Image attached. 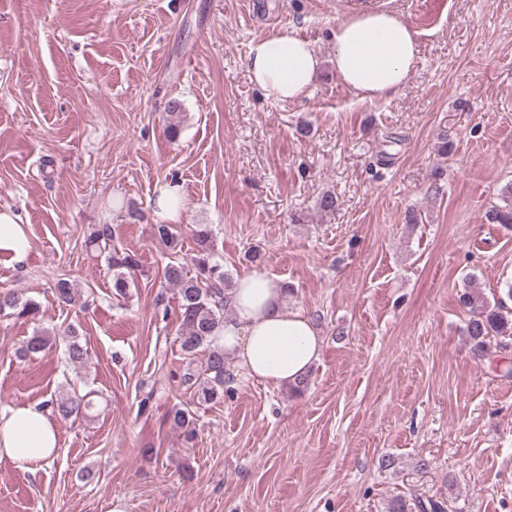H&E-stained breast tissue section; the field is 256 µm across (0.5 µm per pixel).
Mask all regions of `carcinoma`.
Returning a JSON list of instances; mask_svg holds the SVG:
<instances>
[{
  "instance_id": "carcinoma-1",
  "label": "carcinoma",
  "mask_w": 512,
  "mask_h": 512,
  "mask_svg": "<svg viewBox=\"0 0 512 512\" xmlns=\"http://www.w3.org/2000/svg\"><path fill=\"white\" fill-rule=\"evenodd\" d=\"M488 217L494 224L512 227V188L505 194L504 204L493 206ZM153 237L172 251L176 250L179 242L178 231L171 224L153 225ZM194 238L196 252L190 261L171 260L165 265L163 273L166 283L176 288L178 294L180 350L191 360L196 358L198 352H207L200 367H189L180 375L181 384L190 390L189 402L173 407L169 413L173 424L183 430L188 443L196 437V410L232 395V389L226 382L224 349L213 345L211 337L214 330L224 323V312L230 308V290L234 283L224 271V266L214 260L209 226L197 225ZM87 243L106 253L116 296L126 297L140 267L137 255L112 244V230L107 224L95 226L87 237ZM54 294L60 304L68 306L74 303L73 289L65 279L56 282ZM459 302L467 313L462 334L466 336L475 357L484 359L492 353V347L504 349L509 346L506 339H512V310H507L504 301L489 306L480 289L471 282L459 295ZM39 309V304L32 299L11 291L0 292V316L33 319ZM66 337L68 359L74 364L82 363L85 349L78 341L75 327L67 329ZM50 346L51 334L39 329L27 338L18 354L27 357ZM46 406L62 420H76L88 415L92 402L72 390L51 399ZM448 502V498L438 500L424 499L415 494L397 495L388 501L386 512H448Z\"/></svg>"
}]
</instances>
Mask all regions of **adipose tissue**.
I'll return each mask as SVG.
<instances>
[{
  "instance_id": "adipose-tissue-1",
  "label": "adipose tissue",
  "mask_w": 512,
  "mask_h": 512,
  "mask_svg": "<svg viewBox=\"0 0 512 512\" xmlns=\"http://www.w3.org/2000/svg\"><path fill=\"white\" fill-rule=\"evenodd\" d=\"M417 31L385 7H364L340 21L333 34L331 63L341 83L363 100L387 99L406 84L419 59ZM322 60L291 28L251 43L247 66L252 81L279 103L305 97ZM27 228L11 210H0V254L23 264L29 254ZM234 315L216 330L235 381L280 388L305 375L319 360L322 342L301 312L290 310L281 282L264 270L239 277L231 293ZM58 434L48 410L35 405L0 409V459L33 472L53 458Z\"/></svg>"
}]
</instances>
